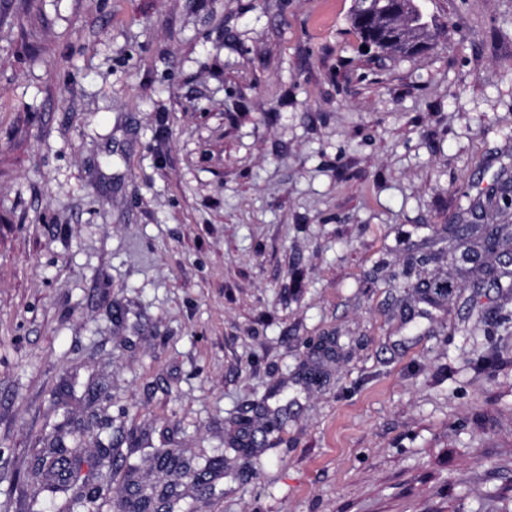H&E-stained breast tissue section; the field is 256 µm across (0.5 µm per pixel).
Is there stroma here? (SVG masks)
<instances>
[{
	"mask_svg": "<svg viewBox=\"0 0 512 512\" xmlns=\"http://www.w3.org/2000/svg\"><path fill=\"white\" fill-rule=\"evenodd\" d=\"M351 6L0 0V512L79 433L99 512H512V274L412 264L512 224V0ZM154 461L160 470H179L183 475H188L193 472L196 476L198 486H202L204 484L203 480H198L199 478L203 479L202 473L206 474L213 469L211 463L208 465L206 464L204 468H193L189 462L183 460V458L175 453L171 448L157 449L154 454ZM134 474L135 468L131 465H126L125 476L128 494L120 503L121 508L126 510L125 512H150L160 503H165L169 511L175 512L178 499H173L174 494L172 491L165 488L160 494V491L152 488L148 492L134 479Z\"/></svg>",
	"mask_w": 512,
	"mask_h": 512,
	"instance_id": "obj_1",
	"label": "stroma"
}]
</instances>
